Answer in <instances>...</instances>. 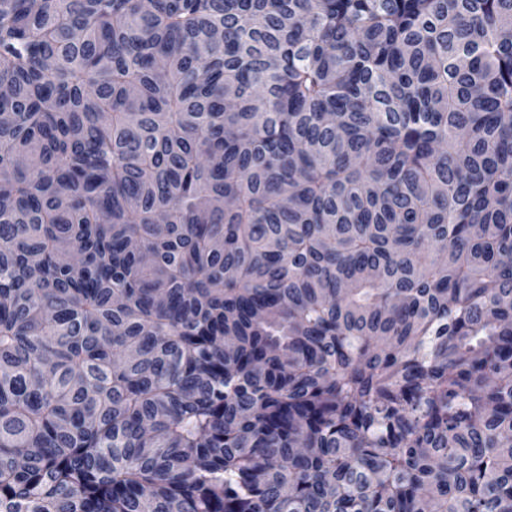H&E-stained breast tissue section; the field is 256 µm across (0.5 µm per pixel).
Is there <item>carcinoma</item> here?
<instances>
[{
	"instance_id": "cac0c4a2",
	"label": "carcinoma",
	"mask_w": 512,
	"mask_h": 512,
	"mask_svg": "<svg viewBox=\"0 0 512 512\" xmlns=\"http://www.w3.org/2000/svg\"><path fill=\"white\" fill-rule=\"evenodd\" d=\"M0 512H512V0H0Z\"/></svg>"
}]
</instances>
